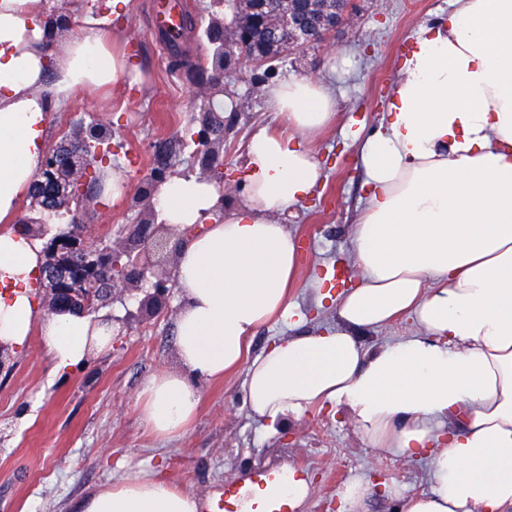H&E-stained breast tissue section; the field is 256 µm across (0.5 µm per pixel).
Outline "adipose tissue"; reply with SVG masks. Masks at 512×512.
Returning a JSON list of instances; mask_svg holds the SVG:
<instances>
[{
  "label": "adipose tissue",
  "instance_id": "adipose-tissue-1",
  "mask_svg": "<svg viewBox=\"0 0 512 512\" xmlns=\"http://www.w3.org/2000/svg\"><path fill=\"white\" fill-rule=\"evenodd\" d=\"M37 0H0V343L40 332L53 371L106 352L120 331L110 311L37 319L31 283L42 240L11 228L41 157L49 103L83 87L136 79L105 34L131 11L107 0L57 42ZM447 21L421 25L400 67L383 123L359 160L368 201L350 240L355 287L336 298V325L304 332L288 298L298 270L294 235L280 224L319 185L309 149L336 115V97L301 77L267 90L286 129L248 145L240 204L215 220L217 184L197 175L163 183L160 221L205 230L185 240L175 267L182 297L178 366L138 394L140 418L159 440L198 416L197 378L246 365V399L259 420L344 410L373 445L427 459V492L403 512H512V0H453ZM412 315L416 332L390 344L363 335ZM294 333L258 356L249 345L270 323ZM198 499L143 471L88 493L75 512H199Z\"/></svg>",
  "mask_w": 512,
  "mask_h": 512
}]
</instances>
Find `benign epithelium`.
<instances>
[{
  "label": "benign epithelium",
  "mask_w": 512,
  "mask_h": 512,
  "mask_svg": "<svg viewBox=\"0 0 512 512\" xmlns=\"http://www.w3.org/2000/svg\"><path fill=\"white\" fill-rule=\"evenodd\" d=\"M246 11H235L231 24L211 16L206 27L208 42L214 47L211 71L196 87L202 98L224 92V78L245 68H255L284 58L277 51L282 44L300 50L309 43L320 42L341 25H353L357 11L353 0H248ZM211 112L195 114L193 142L200 157V173L207 176L223 165V153L212 146L217 134L208 123ZM111 134L99 123L80 127L77 134L41 156L27 194L41 202L42 210L52 215L70 209L83 198L80 173L99 156L100 145ZM169 178L166 164L154 169L147 178L145 190L137 196L140 206L137 223L128 225L126 234L112 249V254L125 258L120 268L112 269V299L118 300L151 284L136 307L128 311L124 322L150 319L164 292L175 287L172 276L156 272L158 263L179 253L190 230L178 231L158 222L150 199L156 189ZM106 270L104 249L98 240L84 231L60 232L46 245L43 271L48 306L60 300L70 306L88 310L91 307L89 285L103 278Z\"/></svg>",
  "instance_id": "benign-epithelium-1"
}]
</instances>
